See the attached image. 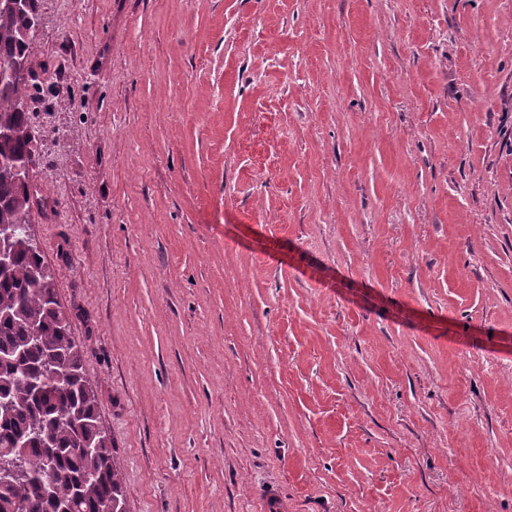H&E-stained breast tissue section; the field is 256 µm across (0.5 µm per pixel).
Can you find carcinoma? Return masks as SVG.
Listing matches in <instances>:
<instances>
[{
	"mask_svg": "<svg viewBox=\"0 0 512 512\" xmlns=\"http://www.w3.org/2000/svg\"><path fill=\"white\" fill-rule=\"evenodd\" d=\"M38 2L0 10V70L29 63L27 31ZM34 77L0 80V226L14 231L0 271V461L23 458V473L0 481V512H126V489L100 425L98 396L84 374V350L57 299L43 255L21 232L52 199L19 168L36 130L24 101Z\"/></svg>",
	"mask_w": 512,
	"mask_h": 512,
	"instance_id": "cac0c4a2",
	"label": "carcinoma"
}]
</instances>
